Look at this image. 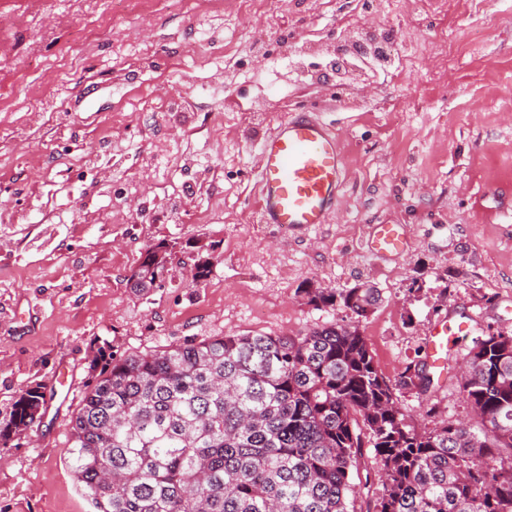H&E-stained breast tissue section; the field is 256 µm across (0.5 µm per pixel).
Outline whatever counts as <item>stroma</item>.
Returning <instances> with one entry per match:
<instances>
[{"label":"stroma","mask_w":512,"mask_h":512,"mask_svg":"<svg viewBox=\"0 0 512 512\" xmlns=\"http://www.w3.org/2000/svg\"><path fill=\"white\" fill-rule=\"evenodd\" d=\"M347 19L392 28L406 70L355 90L330 72L309 83ZM235 23L232 0H0V424L28 387L46 395L0 443V512H92L69 434L98 350L356 321L397 385L448 314L512 333V0H283L274 13L256 0ZM442 35L445 58L429 49ZM302 106L333 124L347 179L330 223L285 235L254 221L258 142ZM378 224L399 225L401 254L369 253ZM160 242L165 286L136 295L128 278ZM201 256L211 272L196 283ZM361 283L380 292L362 319L302 293ZM429 373L438 414L397 385L407 423L479 429L457 373Z\"/></svg>","instance_id":"obj_1"}]
</instances>
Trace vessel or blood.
<instances>
[{
    "instance_id": "b4317fda",
    "label": "vessel or blood",
    "mask_w": 512,
    "mask_h": 512,
    "mask_svg": "<svg viewBox=\"0 0 512 512\" xmlns=\"http://www.w3.org/2000/svg\"><path fill=\"white\" fill-rule=\"evenodd\" d=\"M259 157L258 223L274 224L289 233L327 223L346 174L345 155L331 124L317 113L295 111L261 138ZM369 248L378 257L402 253L405 240L398 225H376ZM469 331L465 321L441 324L431 334V353Z\"/></svg>"
}]
</instances>
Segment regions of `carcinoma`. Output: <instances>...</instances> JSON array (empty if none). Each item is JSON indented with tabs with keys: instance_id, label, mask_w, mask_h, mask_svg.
I'll list each match as a JSON object with an SVG mask.
<instances>
[{
	"instance_id": "obj_1",
	"label": "carcinoma",
	"mask_w": 512,
	"mask_h": 512,
	"mask_svg": "<svg viewBox=\"0 0 512 512\" xmlns=\"http://www.w3.org/2000/svg\"><path fill=\"white\" fill-rule=\"evenodd\" d=\"M147 256L136 291L162 288ZM359 317L375 288H304ZM463 398L482 434L443 419L419 433L356 324L301 336H210L140 355L98 352L71 418L70 466L96 512H352L368 441L383 492L374 512H512V333L489 330L466 354ZM416 363L398 386L429 389ZM41 386L16 399L0 438L30 427Z\"/></svg>"
}]
</instances>
